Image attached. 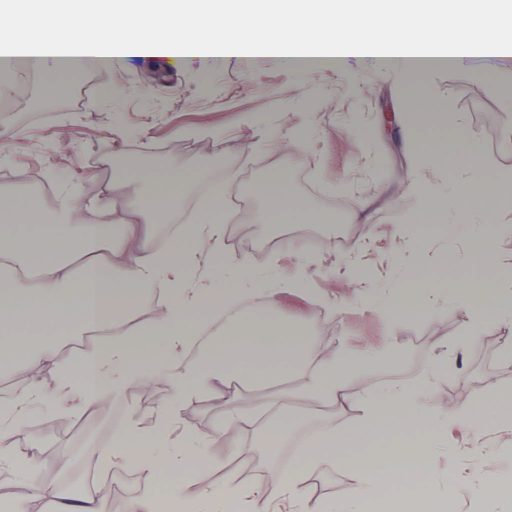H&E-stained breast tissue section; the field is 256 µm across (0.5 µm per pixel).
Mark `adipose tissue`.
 <instances>
[{"label": "adipose tissue", "instance_id": "adipose-tissue-1", "mask_svg": "<svg viewBox=\"0 0 512 512\" xmlns=\"http://www.w3.org/2000/svg\"><path fill=\"white\" fill-rule=\"evenodd\" d=\"M51 15L61 18L65 35L48 41L38 21ZM263 20L275 22L274 39L258 54H242L246 37ZM441 21L449 25V38L436 52L456 69H470L479 53L498 57L502 41L512 40V19L502 14L498 0H0V101L21 71H37L46 86L59 89L66 77L135 59L162 69L194 65L204 74L233 58L246 71L272 59L303 79L351 64L393 67L406 79L405 137L415 170L413 203L401 219L400 235L408 244L469 236L470 262L480 268L499 258L491 238L512 211V171L489 170L481 148L467 138L426 133L438 114L422 107L417 78L433 66L420 55ZM156 23L163 24L166 41L148 51H131L132 36ZM207 177L204 171L184 173L174 163L131 175L132 223H98L89 215L90 205L74 201L69 185L60 188L59 206L49 216L36 192L0 190V367L15 356L32 364L53 361L50 349L35 344L32 324L79 334L112 320H133L151 298L163 300L147 328L115 333L106 347L53 361L52 384L1 401L0 461L8 462V447L19 438V424L30 407L92 411L101 386L118 395L132 381L147 388L162 377L173 393L157 410L156 427L147 436L152 442L166 435L183 406L224 382L223 423L210 434H190V447L145 457L130 448L139 434L136 427L115 430L108 465L139 469L150 477L174 472L201 460L212 439L255 422L240 410L231 389L240 375L264 383L288 370L299 374L303 397L348 402L360 411L354 424L321 429L299 461L289 464L277 491L289 512H330L310 507L308 500L309 478L325 464L357 475L339 512H369L384 485L400 492L381 512H420L423 503L413 490L436 468L435 450L445 443L449 423L477 419L490 399L497 428L511 430L512 388L493 381L483 394L448 405L424 398L426 379L349 393L351 376L371 377L393 357L392 345L357 349L342 342L330 349L310 331L276 319L274 271H257L248 255L224 252L223 184L210 186L195 213H181L192 184ZM288 184L287 171L276 170L254 186V195L266 203L258 223L276 218L315 222L313 211ZM170 223L175 231L159 240L153 225ZM440 265L439 289L397 287L380 301L388 334L404 322L428 317L441 295L471 307L469 335L512 324L511 289L475 287L456 273L451 260ZM245 300L251 312L237 313ZM224 308L236 312L230 327L209 340L198 357H189L200 333L190 325L191 315L201 310L216 315ZM422 431L431 435L428 444L411 438ZM267 499L266 491L244 486L228 472L223 497L198 489L190 506L192 512H266Z\"/></svg>", "mask_w": 512, "mask_h": 512}]
</instances>
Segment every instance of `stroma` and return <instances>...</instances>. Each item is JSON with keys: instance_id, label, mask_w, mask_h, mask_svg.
<instances>
[{"instance_id": "obj_1", "label": "stroma", "mask_w": 512, "mask_h": 512, "mask_svg": "<svg viewBox=\"0 0 512 512\" xmlns=\"http://www.w3.org/2000/svg\"><path fill=\"white\" fill-rule=\"evenodd\" d=\"M496 70L477 75L445 69L425 75L421 83L428 104L450 101L451 108L436 135L463 131L478 142L491 167L512 169V153L502 151L505 105L492 84ZM36 73H21L0 111V135L18 134L17 149L7 165H0V187L40 189L42 206L54 210L57 188L75 183L78 199L85 200L110 190L115 211L100 216L110 224L133 220L130 190L113 159L142 155L148 169L178 162L193 169L208 163L211 175L224 182V206L235 213V222L224 226V247L249 256L254 267L275 265L281 283L275 315L285 325L308 326L313 336L328 347L345 341L357 347H376L386 338L380 315L366 309L361 289L346 287L344 280L353 262L370 266L375 275L370 286L384 295L398 285H409L404 269L394 259L407 255L398 236L399 221L411 203L406 187L413 164L402 137L407 120L401 86L403 78L386 69H346L314 74L298 81L288 69L269 64L250 73L234 65L209 75L194 69L92 70L69 81L59 95L46 96ZM112 100H101L104 89ZM361 113L368 130V153L359 156L353 136L346 129L350 113ZM307 125L316 132L311 145L281 146L287 132ZM288 169L292 188L316 209L338 207L350 213L360 200L370 207L358 224H258L254 214L262 202L250 195L253 184L269 172ZM284 238L300 241V253L281 246ZM500 262L490 271L473 267L465 237L452 241L432 239L418 259L426 268L436 267L443 252L454 256L460 276L492 284L512 283V233L498 240ZM343 314H335L336 306ZM471 321L468 306L441 301L430 316L403 324L395 337V355L379 367L378 382L432 376L430 394L442 401L471 398L489 380L512 387V361L504 360L501 347L512 337V327L474 339L465 333ZM447 370L436 373L439 363ZM300 383L295 373L259 388L242 381L237 385L242 405L267 397L271 411H284L298 422V432H317L325 426H345L357 417L356 409L341 405L278 402L276 393ZM170 396L161 379L150 388L131 382L117 396L102 388L100 407L90 413L60 412L47 406L30 409L21 423V437L10 450L12 464L0 469V493L25 499L29 512H50L36 493L37 487H58V458L79 461L86 477L80 480L99 512H122L126 503L146 489L139 470L104 467L117 424L136 422L141 431L155 424L156 408ZM224 419V389L215 387L182 408L168 431L177 440L183 430L205 434ZM258 427L235 434L236 448L215 440L206 460L187 466L181 475L161 474L160 488L184 481L188 490L223 489L226 472H235L245 486L271 492L270 512H287L274 492L289 461L298 459L300 448L282 441L279 447L258 443ZM480 441L485 453L475 466L469 450ZM450 454L432 476L435 486L453 485L450 512H512V493L488 494L481 509H474V494L483 485L485 469H497L512 480V433L486 427L475 432L457 423L448 428ZM354 482L350 471L324 466L312 474L309 492L313 500L341 503Z\"/></svg>"}]
</instances>
